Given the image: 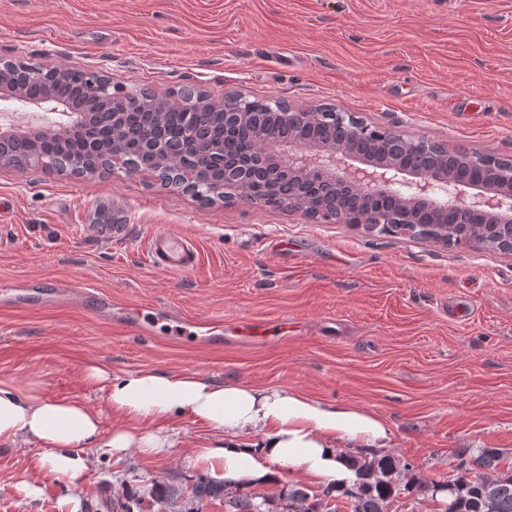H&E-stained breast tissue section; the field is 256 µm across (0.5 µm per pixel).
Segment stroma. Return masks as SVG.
Wrapping results in <instances>:
<instances>
[{
    "instance_id": "obj_1",
    "label": "stroma",
    "mask_w": 512,
    "mask_h": 512,
    "mask_svg": "<svg viewBox=\"0 0 512 512\" xmlns=\"http://www.w3.org/2000/svg\"><path fill=\"white\" fill-rule=\"evenodd\" d=\"M0 56L107 70L136 93L196 85L214 98L328 106L394 124L449 149L512 157V0H0ZM114 212L101 232L97 209ZM166 225L193 239L196 268L152 266L146 236ZM297 243L302 256L270 248ZM71 281L117 301L218 322L293 319L284 343L245 347L140 339L90 308H0V377L80 398L98 362L287 388L378 415L389 452L428 480L458 448H499L512 468V257L473 245L324 224L267 206L163 188L122 164L89 178L0 167V286ZM160 458L96 452L84 476L107 512L123 485L187 486L189 450L215 435L174 419ZM38 450L0 445V512H60L70 485L16 489Z\"/></svg>"
}]
</instances>
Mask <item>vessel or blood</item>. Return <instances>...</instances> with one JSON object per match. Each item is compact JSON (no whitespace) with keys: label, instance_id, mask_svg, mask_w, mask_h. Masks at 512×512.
I'll return each instance as SVG.
<instances>
[{"label":"vessel or blood","instance_id":"b4317fda","mask_svg":"<svg viewBox=\"0 0 512 512\" xmlns=\"http://www.w3.org/2000/svg\"><path fill=\"white\" fill-rule=\"evenodd\" d=\"M147 254L150 261L163 270L182 274L190 272L197 264L198 250L194 242L178 232L158 226L148 237ZM71 284L60 282L43 286L38 282L23 280L0 290V300L10 305L25 307L33 294L44 296L46 302L54 303L73 294ZM96 314L110 317L113 324L130 327L140 338L150 339L159 322H167L172 340L193 337L197 342L210 343L216 337L235 339L245 345H263L272 339H287V318L275 321L242 320L225 325L214 321L190 319L156 307L135 305L128 307L108 299H98Z\"/></svg>","mask_w":512,"mask_h":512}]
</instances>
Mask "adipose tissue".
Returning a JSON list of instances; mask_svg holds the SVG:
<instances>
[{
	"label": "adipose tissue",
	"mask_w": 512,
	"mask_h": 512,
	"mask_svg": "<svg viewBox=\"0 0 512 512\" xmlns=\"http://www.w3.org/2000/svg\"><path fill=\"white\" fill-rule=\"evenodd\" d=\"M83 379L107 386L108 407L117 419L111 430H104L99 410L84 400L51 397L0 379V444L39 448L36 470L75 489L62 502L63 512L81 506L91 449L162 456L173 445L166 425L177 416H189L219 436L191 448L199 470L217 481L242 480L260 488L273 485L281 467L324 486L349 485L354 472L346 463L348 449L385 448L391 440L373 412L324 404L289 389L219 383L194 372L168 376L149 368L114 378L93 361L85 365Z\"/></svg>",
	"instance_id": "adipose-tissue-1"
}]
</instances>
